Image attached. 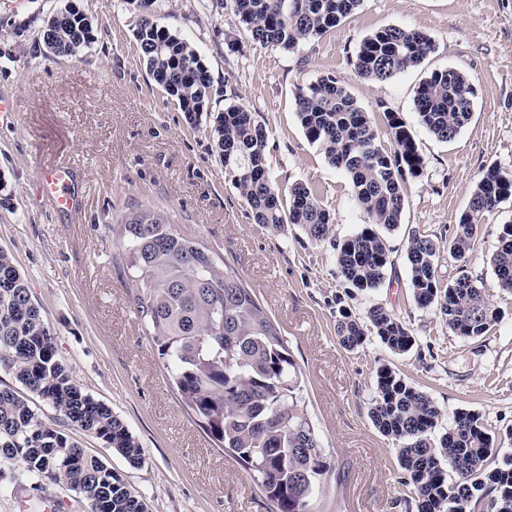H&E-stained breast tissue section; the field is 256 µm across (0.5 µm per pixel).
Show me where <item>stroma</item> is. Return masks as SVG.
<instances>
[{
	"label": "stroma",
	"mask_w": 512,
	"mask_h": 512,
	"mask_svg": "<svg viewBox=\"0 0 512 512\" xmlns=\"http://www.w3.org/2000/svg\"><path fill=\"white\" fill-rule=\"evenodd\" d=\"M68 3L90 19L95 41L79 56L47 57L42 27ZM155 7L158 22L193 46L210 75L198 126L149 75L134 37L140 14L127 0H0V97L15 102L14 118L0 119V250L23 273L74 382L120 417L143 462L130 466L85 435L82 445L123 474L149 512H270L243 467L187 414L127 292L112 226L131 207L150 208L223 258L281 328L332 465L316 512H417L400 483L395 444L368 416L380 364L393 363L426 392L443 423L466 409L481 415L494 440L512 428V292L500 288L490 263L512 199L485 215L470 259L500 314L483 338L456 336L435 308L416 305L405 258L410 231L448 240L489 166L512 170V0H363L292 51L253 42L220 0ZM390 25L425 31L434 51L388 81L358 77L349 58ZM448 67L470 77L476 97L470 123L446 143L420 125L414 93ZM327 74L349 88L379 136L387 134L385 111L399 113L424 159L423 175L406 184L402 222L388 234L394 265L372 292L340 280L329 243L294 225L281 232L255 223L213 145L216 113L230 102L244 106L265 128L281 193L305 183L333 214V236L359 231L368 217L349 177L307 141L295 112L297 86ZM59 163L73 167L80 191L68 211L40 192L42 168ZM340 302L359 317L385 307L414 347L394 355L371 338L345 350L335 331ZM32 495L19 466L0 468V512H21Z\"/></svg>",
	"instance_id": "1"
}]
</instances>
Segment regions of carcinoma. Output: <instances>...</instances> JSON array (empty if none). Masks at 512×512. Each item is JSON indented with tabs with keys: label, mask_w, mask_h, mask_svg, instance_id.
I'll use <instances>...</instances> for the list:
<instances>
[{
	"label": "carcinoma",
	"mask_w": 512,
	"mask_h": 512,
	"mask_svg": "<svg viewBox=\"0 0 512 512\" xmlns=\"http://www.w3.org/2000/svg\"><path fill=\"white\" fill-rule=\"evenodd\" d=\"M142 16L135 31L148 72L175 100L190 124L204 112L211 79L196 50L160 25L156 0H135ZM251 38L293 51L339 25L362 0H230ZM45 54L72 58L92 44L91 21L72 4L54 9L41 31ZM423 30L396 25L367 36L352 59L356 74L385 82L422 64L433 51ZM476 88L455 68L436 70L417 87L420 123L442 142L453 141L473 114ZM295 111L306 139L328 163L345 172L353 197L369 218L360 231L332 238L334 218L303 183L285 199L266 162L267 135L254 114L230 103L213 119L215 151L224 172L245 198L255 223L276 230L287 224L336 249L337 274L352 288L372 291L393 264L386 233L401 223L407 179L423 173L417 143L397 112H384L390 146L381 143L367 112L332 75L300 86ZM512 199V174L488 168L476 183L468 210L448 244L411 231L406 261L416 304L433 306L453 334L477 339L499 313L481 281L464 261L473 251L484 215ZM128 289L146 334L170 374L181 400L222 451L250 471L272 512H295L296 495L312 499L331 465L306 405L297 362L275 323L228 264L197 237L152 209L132 208L118 224ZM492 266L500 287L512 292V221L502 225ZM462 262L446 286L436 278L443 251ZM375 336L394 354H405L415 338L382 306L366 319L339 309L336 336L346 350ZM65 424L101 440L133 467L143 449L104 402L84 392L57 357L54 334L32 300L11 255L0 251V367ZM373 427L397 443L402 486L417 512H512V454H501L482 417L455 412L440 429L434 401L384 364L377 369L369 409ZM19 463L35 480L75 494L87 512H147L124 477L89 454L9 385H0V465ZM34 512H67L62 499H34Z\"/></svg>",
	"instance_id": "carcinoma-1"
}]
</instances>
